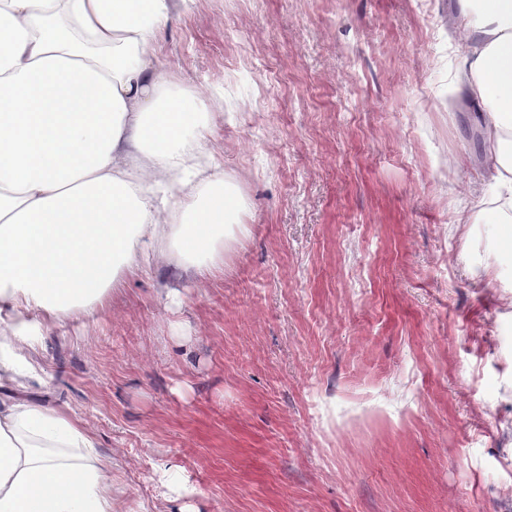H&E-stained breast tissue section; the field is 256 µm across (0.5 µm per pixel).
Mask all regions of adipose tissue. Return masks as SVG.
Returning a JSON list of instances; mask_svg holds the SVG:
<instances>
[{
	"label": "adipose tissue",
	"mask_w": 512,
	"mask_h": 512,
	"mask_svg": "<svg viewBox=\"0 0 512 512\" xmlns=\"http://www.w3.org/2000/svg\"><path fill=\"white\" fill-rule=\"evenodd\" d=\"M469 44L459 91L479 114L499 211L512 210V0H456ZM166 0H0V512H114L95 437L62 410L13 396L42 382L44 333L100 309L120 269L169 241L197 275L217 268L240 208L225 181L170 211L149 194L187 185L209 108L152 59Z\"/></svg>",
	"instance_id": "ef3b65f1"
}]
</instances>
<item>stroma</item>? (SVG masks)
I'll use <instances>...</instances> for the list:
<instances>
[{"label":"stroma","mask_w":512,"mask_h":512,"mask_svg":"<svg viewBox=\"0 0 512 512\" xmlns=\"http://www.w3.org/2000/svg\"><path fill=\"white\" fill-rule=\"evenodd\" d=\"M166 5L153 65L209 102L240 222L212 274L162 244L52 326L28 397L94 433L116 512H512V250L448 102L455 0Z\"/></svg>","instance_id":"35a3bbf8"}]
</instances>
